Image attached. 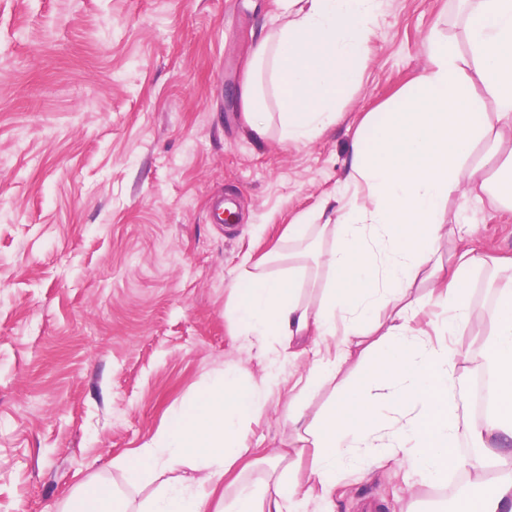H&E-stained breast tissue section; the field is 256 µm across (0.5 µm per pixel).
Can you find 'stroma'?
<instances>
[{
    "label": "stroma",
    "mask_w": 512,
    "mask_h": 512,
    "mask_svg": "<svg viewBox=\"0 0 512 512\" xmlns=\"http://www.w3.org/2000/svg\"><path fill=\"white\" fill-rule=\"evenodd\" d=\"M458 14L456 0H383L335 128L258 143L224 89L254 33L277 26L274 0H0V512H61L86 481L122 483L115 462L231 363L246 385L281 376L245 425L246 481L275 477L289 412L332 398L301 389L335 348L257 347L231 323V286L347 194L362 118L427 66L429 37L460 42ZM450 208L475 247L512 255V210ZM340 478L336 512H454L469 486L462 470L430 485L394 462Z\"/></svg>",
    "instance_id": "stroma-1"
}]
</instances>
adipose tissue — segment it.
Instances as JSON below:
<instances>
[{"mask_svg": "<svg viewBox=\"0 0 512 512\" xmlns=\"http://www.w3.org/2000/svg\"><path fill=\"white\" fill-rule=\"evenodd\" d=\"M282 25L261 31L240 85L242 119L255 140L278 126L285 140L307 143L336 121L340 96L360 75L380 0H277ZM467 53L453 42L431 44L430 63L397 100L367 113L356 131L345 181L353 196L325 206L320 224H292L288 238L319 247L327 278L317 300L301 302L304 263L289 259L277 274L243 267L232 288L231 317L240 335L264 341L336 343L334 358L314 361L304 392L335 383L323 413L289 415L295 446L277 454L285 472L262 490L232 478L229 500H214L215 480L250 452L242 429L260 415V387H244L225 366L170 417L169 425L120 468L129 488L159 480L144 512H303L330 502L337 464L358 454L364 468L396 459L430 482L449 468L467 471L470 488L455 512H512V472L496 484L487 467L512 458V256L478 251L451 215L458 193L512 207V0H466ZM274 95H267L266 84ZM451 244L441 260L442 244ZM498 279L492 310L478 309L471 275ZM430 280L413 297L418 278ZM428 303L445 309L442 328L459 335L484 326L490 396L476 418L449 400L456 364L445 347L412 334L409 317ZM467 431L478 457L456 451ZM194 460L204 478L178 476ZM130 501L98 480L82 484L66 512H129Z\"/></svg>", "mask_w": 512, "mask_h": 512, "instance_id": "adipose-tissue-1", "label": "adipose tissue"}]
</instances>
